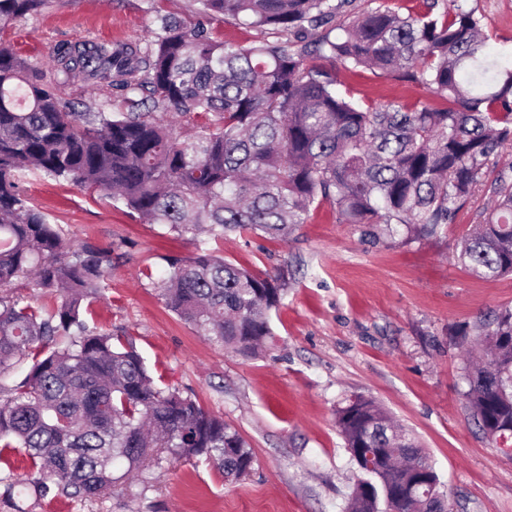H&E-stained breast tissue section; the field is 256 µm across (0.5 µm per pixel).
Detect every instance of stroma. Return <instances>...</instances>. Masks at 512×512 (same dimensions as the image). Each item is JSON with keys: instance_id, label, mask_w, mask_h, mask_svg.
<instances>
[{"instance_id": "1", "label": "stroma", "mask_w": 512, "mask_h": 512, "mask_svg": "<svg viewBox=\"0 0 512 512\" xmlns=\"http://www.w3.org/2000/svg\"><path fill=\"white\" fill-rule=\"evenodd\" d=\"M486 45L512 63V0H468ZM195 0H49L38 13L0 27L42 70L57 44L79 38L146 44L155 11L196 23ZM336 88L368 107L431 101L423 86L367 68L329 63ZM24 188L74 244L113 248L119 261L90 307L100 329L133 341L156 383L192 395L252 448L245 479L224 481L202 459L162 463L144 480L116 484L100 500L34 492L7 496L0 512H344L356 467L336 426V409L374 399L413 432L432 460L453 512H512V455L489 443L465 406L468 390L458 328L512 309V276L479 279L458 263L461 240L488 203L476 193L431 238L375 239L342 224L329 205L284 240L245 231L207 247L285 290L270 313L266 349L244 356L201 336L158 295L168 256H195L191 238L143 224L119 202L64 181L26 175Z\"/></svg>"}]
</instances>
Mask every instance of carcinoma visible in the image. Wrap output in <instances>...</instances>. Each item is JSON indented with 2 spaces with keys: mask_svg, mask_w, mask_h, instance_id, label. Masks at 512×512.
Instances as JSON below:
<instances>
[{
  "mask_svg": "<svg viewBox=\"0 0 512 512\" xmlns=\"http://www.w3.org/2000/svg\"><path fill=\"white\" fill-rule=\"evenodd\" d=\"M208 18L263 30L251 45L156 13L143 47L86 38L54 50L45 73L0 44V448L38 469L36 494L99 499L162 460H208L238 481L256 464L240 433L177 389L154 384L142 356L86 318L112 273V249L75 246L28 198L27 173L124 205L179 237L251 230L285 238L326 203L343 224L392 237L434 236L480 189L494 205L461 242L479 278L512 275V165L484 169L512 140V65L486 51L467 0H424L402 15L355 0H198ZM47 0H0V25ZM339 60L427 88L437 102L361 108L323 66ZM117 87L116 110L77 112L75 79ZM170 112L184 118L172 125ZM165 307L243 355L271 335L280 277L207 249L173 258ZM30 279L51 309L14 295ZM470 416L512 447V309L463 329ZM359 475L345 512H448L433 463L387 411L359 396L336 410ZM378 457L370 469L360 457Z\"/></svg>",
  "mask_w": 512,
  "mask_h": 512,
  "instance_id": "cac0c4a2",
  "label": "carcinoma"
}]
</instances>
